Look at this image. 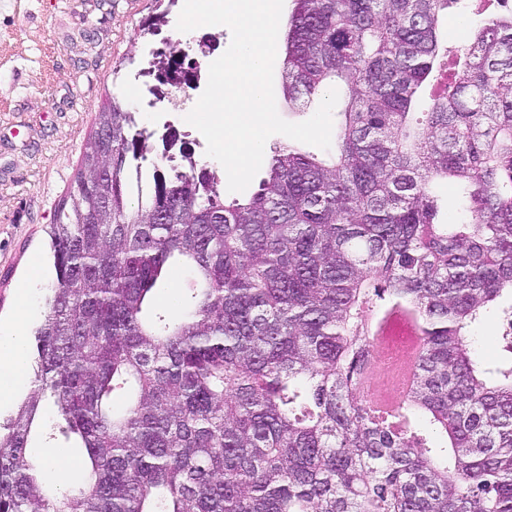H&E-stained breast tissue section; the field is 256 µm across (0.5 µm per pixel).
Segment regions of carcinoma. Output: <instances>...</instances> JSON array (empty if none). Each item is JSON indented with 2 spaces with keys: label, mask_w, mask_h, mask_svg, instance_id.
<instances>
[{
  "label": "carcinoma",
  "mask_w": 512,
  "mask_h": 512,
  "mask_svg": "<svg viewBox=\"0 0 512 512\" xmlns=\"http://www.w3.org/2000/svg\"><path fill=\"white\" fill-rule=\"evenodd\" d=\"M289 2L282 92L310 105L345 86L334 155L276 151L227 207L183 150L188 170L155 165L143 186L153 133L101 106L112 178L51 227L37 389L0 426V512H512V357L470 336L512 316V4L476 0L483 25L459 44L442 27L459 0ZM179 260L197 287L172 318L149 294ZM393 306L423 331L400 432L364 390L370 326ZM44 398L87 451L62 494L30 452Z\"/></svg>",
  "instance_id": "cac0c4a2"
}]
</instances>
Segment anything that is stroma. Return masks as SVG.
<instances>
[{
	"mask_svg": "<svg viewBox=\"0 0 512 512\" xmlns=\"http://www.w3.org/2000/svg\"><path fill=\"white\" fill-rule=\"evenodd\" d=\"M180 0H0V322L8 323L21 297L34 331L55 280L50 226L62 200L75 189L83 154L97 128L102 102L119 97L139 124L152 131L143 164L152 172L174 133L198 166L222 172L206 154V141L185 122L208 81V68L231 42L224 26L177 31ZM165 15L160 29L149 18ZM171 42L196 63L187 85L150 89L140 76L153 48ZM39 261L41 279L28 277Z\"/></svg>",
	"mask_w": 512,
	"mask_h": 512,
	"instance_id": "obj_1",
	"label": "stroma"
}]
</instances>
